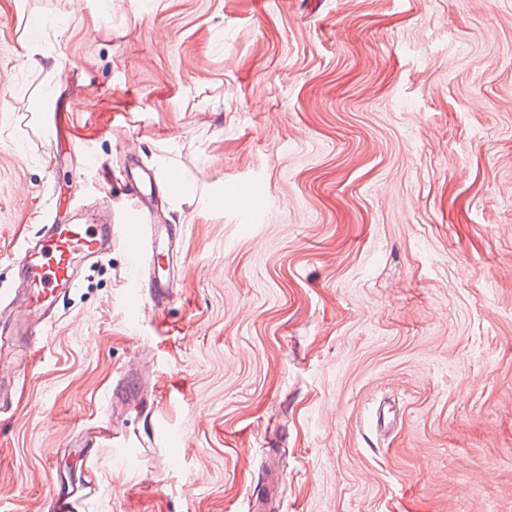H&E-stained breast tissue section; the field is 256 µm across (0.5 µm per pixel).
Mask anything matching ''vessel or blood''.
Returning a JSON list of instances; mask_svg holds the SVG:
<instances>
[{
    "label": "vessel or blood",
    "mask_w": 512,
    "mask_h": 512,
    "mask_svg": "<svg viewBox=\"0 0 512 512\" xmlns=\"http://www.w3.org/2000/svg\"><path fill=\"white\" fill-rule=\"evenodd\" d=\"M257 197L254 182L239 180L220 192L222 203L253 212ZM123 234L129 242L128 255L143 279L139 289L128 296L132 310H139L145 302L160 303L169 297L170 282L162 281L155 256L169 249L177 235L173 224H156L142 201H132L121 216ZM112 248V223L99 220L85 223L82 215H73L66 224L48 225L41 244L26 249L18 258L25 283V302L37 313L53 308L59 298L73 288L78 280V268L86 260L95 258ZM94 493L90 483H83L68 493L58 494L53 500L52 512H82L85 501Z\"/></svg>",
    "instance_id": "obj_1"
}]
</instances>
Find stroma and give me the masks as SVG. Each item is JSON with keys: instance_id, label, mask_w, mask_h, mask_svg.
<instances>
[{"instance_id": "1", "label": "stroma", "mask_w": 512, "mask_h": 512, "mask_svg": "<svg viewBox=\"0 0 512 512\" xmlns=\"http://www.w3.org/2000/svg\"><path fill=\"white\" fill-rule=\"evenodd\" d=\"M0 84V308L134 166L179 227L0 342V512H512V0H0ZM257 187L254 182L238 180L228 190L219 193V200L230 203L237 209L254 214V202L257 197ZM123 234L129 242L128 255L132 265L137 270L136 279L141 283V289L132 291L128 303L137 312L146 299L155 306L169 297L173 284L162 282L159 267L153 264L148 276L143 278L147 264L151 266L155 256L169 249L172 240L177 235L175 224H153L151 217L141 200L132 201L121 216ZM95 492V487L90 482L81 483L68 493H59L52 500L51 509L53 512H82L84 502Z\"/></svg>"}]
</instances>
